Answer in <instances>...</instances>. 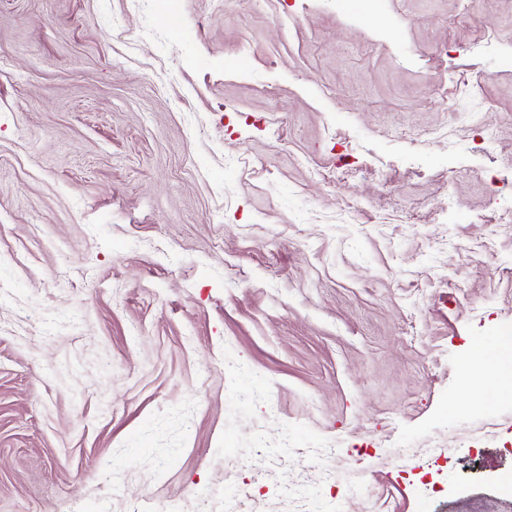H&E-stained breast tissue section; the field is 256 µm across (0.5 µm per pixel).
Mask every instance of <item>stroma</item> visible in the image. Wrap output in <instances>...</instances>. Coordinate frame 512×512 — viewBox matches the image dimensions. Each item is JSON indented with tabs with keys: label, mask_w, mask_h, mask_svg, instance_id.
Segmentation results:
<instances>
[{
	"label": "stroma",
	"mask_w": 512,
	"mask_h": 512,
	"mask_svg": "<svg viewBox=\"0 0 512 512\" xmlns=\"http://www.w3.org/2000/svg\"><path fill=\"white\" fill-rule=\"evenodd\" d=\"M361 5L0 0V512H512V0ZM493 338L498 339L497 343L483 351L479 364L491 381L496 383L499 379L510 378L512 374V340H510V336L507 338L488 336L476 343L473 352L474 349L477 351L479 346Z\"/></svg>",
	"instance_id": "stroma-1"
}]
</instances>
